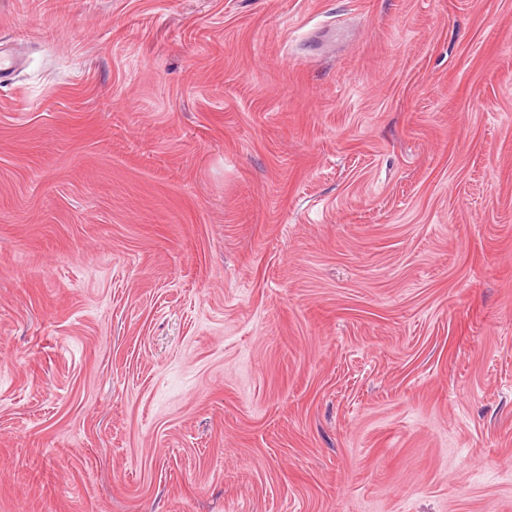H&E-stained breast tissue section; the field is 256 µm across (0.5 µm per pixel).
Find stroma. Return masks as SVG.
<instances>
[{"label":"stroma","instance_id":"1","mask_svg":"<svg viewBox=\"0 0 512 512\" xmlns=\"http://www.w3.org/2000/svg\"><path fill=\"white\" fill-rule=\"evenodd\" d=\"M0 512H512V0H0Z\"/></svg>","mask_w":512,"mask_h":512}]
</instances>
